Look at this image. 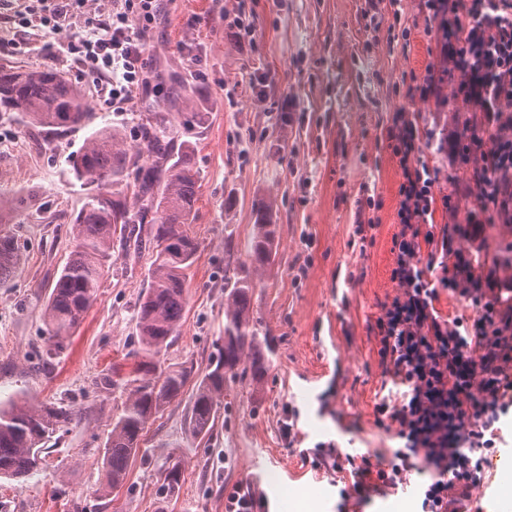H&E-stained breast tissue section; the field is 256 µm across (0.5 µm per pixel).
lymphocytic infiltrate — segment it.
Wrapping results in <instances>:
<instances>
[{
  "label": "lymphocytic infiltrate",
  "instance_id": "f902f5d3",
  "mask_svg": "<svg viewBox=\"0 0 512 512\" xmlns=\"http://www.w3.org/2000/svg\"><path fill=\"white\" fill-rule=\"evenodd\" d=\"M161 2L112 0L110 9L95 12L91 0H33L22 21L48 35L46 56L76 54L100 102L122 112L150 84L145 50ZM419 7L435 27L438 55L423 75L412 76L407 93L438 96L449 77L455 98L480 112L478 124L449 138L446 152L450 166L471 170L476 208L463 215L453 196L437 195L441 169L422 151L435 131L406 112L391 113L384 139L402 180L390 278L400 291L380 302L369 334L384 389L375 424L397 445L355 456L328 441L301 455L349 473L342 501L365 502L369 492L399 488L420 474L422 512H464L482 480V457L503 443L499 423L512 414V280L481 273L479 256L489 245L480 232L464 247L434 216L441 209L476 227L512 223V0H419ZM87 13L92 19L76 40L51 42ZM443 292L471 315L444 316L436 307Z\"/></svg>",
  "mask_w": 512,
  "mask_h": 512
}]
</instances>
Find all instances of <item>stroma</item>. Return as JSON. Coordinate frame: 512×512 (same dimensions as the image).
I'll use <instances>...</instances> for the list:
<instances>
[{
  "mask_svg": "<svg viewBox=\"0 0 512 512\" xmlns=\"http://www.w3.org/2000/svg\"><path fill=\"white\" fill-rule=\"evenodd\" d=\"M23 2L0 0V63L53 65L81 87L95 120L52 131L0 118V194L13 201L0 226L16 234L23 254L0 285V402L54 403L77 416L39 472L21 483L0 479V512H225L227 493L249 481L259 512H337L339 473L314 469L301 448L335 440L360 454L389 445L374 423L382 375L368 325L398 291L390 248L402 176L380 126L403 109L444 132L451 116L468 110L448 83L436 99L406 95L403 79L436 60L418 0H401L411 34L392 45L366 29L365 0H247L255 18L249 39L227 20L237 0H164L146 49L152 89L123 112L101 105L75 56H43L38 30L20 29L15 17ZM19 35L32 50L10 49ZM174 105L203 115L173 132L193 147L200 173L189 226L199 252L179 335L161 363L187 361L201 372L215 355L224 334V265L244 258L260 202L277 226L278 255L255 278L253 306L275 353L261 377L228 385L212 436L189 434L188 397L167 404L149 421L124 484L103 496L102 448L126 397L150 251L114 247L96 300L61 346L41 313L92 191L73 177L71 157L105 126L134 145L139 117ZM370 193L381 202L380 224L365 244L354 222ZM108 377L114 385H105ZM289 417L293 447L282 435ZM501 428L507 444L473 493L482 512H502L501 472L512 470V420ZM177 461L181 486L159 499L162 470ZM261 463L270 478L257 483Z\"/></svg>",
  "mask_w": 512,
  "mask_h": 512,
  "instance_id": "35a3bbf8",
  "label": "stroma"
}]
</instances>
